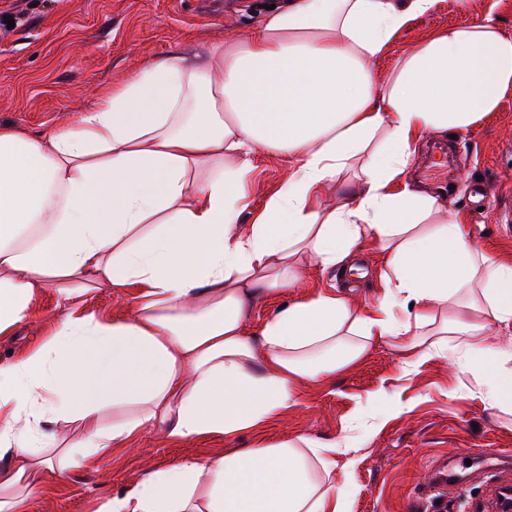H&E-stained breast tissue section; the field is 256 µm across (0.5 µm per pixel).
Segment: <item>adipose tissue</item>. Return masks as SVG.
<instances>
[{"label":"adipose tissue","instance_id":"adipose-tissue-1","mask_svg":"<svg viewBox=\"0 0 512 512\" xmlns=\"http://www.w3.org/2000/svg\"><path fill=\"white\" fill-rule=\"evenodd\" d=\"M439 2L288 0L247 37L151 61L41 135L0 125V338L42 289L59 310L42 345L0 363V512H25L34 485L100 469L148 430L256 439L150 471L95 512H348L334 472L337 458L355 464V436L258 432L379 344L409 369L451 354L512 408V346L494 337L512 327V261L403 178L417 139L468 130L512 93V36L489 12L384 82L372 70ZM263 151L293 162L243 224ZM354 167L344 201L321 208ZM369 239L385 253L375 303L322 288L248 329L255 305L298 287L303 258L333 269ZM131 287L125 316L83 307ZM64 423L82 432L81 458Z\"/></svg>","mask_w":512,"mask_h":512}]
</instances>
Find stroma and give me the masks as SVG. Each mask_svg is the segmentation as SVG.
Segmentation results:
<instances>
[{
  "label": "stroma",
  "mask_w": 512,
  "mask_h": 512,
  "mask_svg": "<svg viewBox=\"0 0 512 512\" xmlns=\"http://www.w3.org/2000/svg\"><path fill=\"white\" fill-rule=\"evenodd\" d=\"M281 0H0V124L33 135L90 106L97 89L119 82L151 59L185 53L220 40L227 31L248 35L266 5ZM488 0H440L431 14L414 19L394 37L374 69L383 81L398 62L437 31L483 18ZM14 27H7V19ZM254 207L280 189L287 162L275 152L255 159ZM406 176L426 191L442 189L449 208L468 212L475 236L512 260V94L498 112L456 135L428 134L417 142ZM383 266L378 246L364 244L347 269L308 270V288H337L366 301L376 297ZM58 315L56 295L45 290L28 321L0 341V360L38 347ZM399 394L406 413L390 409ZM377 415L379 425L357 452L358 463L337 471L350 512H453L459 491L482 498L491 476L512 468V412L493 408L471 370L433 357L402 373L388 346L337 374L334 381L303 388L288 413L265 426L263 438L297 436L324 440L341 435L358 410ZM214 436L170 443L147 435L131 453L113 457L102 470L70 472L33 490L26 512H92L98 496L125 489L146 470L190 455H220L227 446ZM455 462L467 478L462 489L422 496L419 487L437 480L440 467Z\"/></svg>",
  "instance_id": "stroma-1"
}]
</instances>
